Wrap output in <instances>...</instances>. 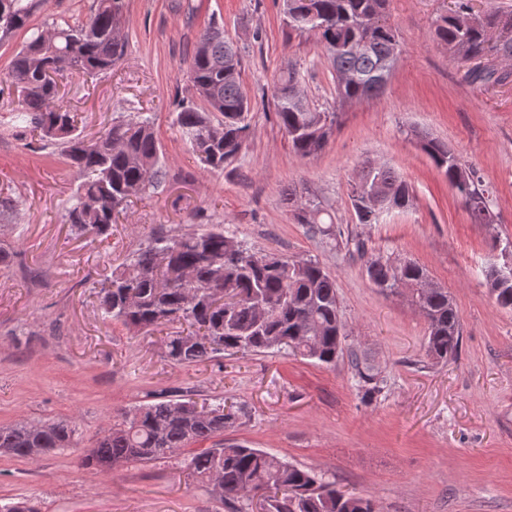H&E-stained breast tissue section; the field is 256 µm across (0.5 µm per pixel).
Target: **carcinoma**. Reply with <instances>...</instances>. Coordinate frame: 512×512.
<instances>
[{
	"label": "carcinoma",
	"instance_id": "obj_1",
	"mask_svg": "<svg viewBox=\"0 0 512 512\" xmlns=\"http://www.w3.org/2000/svg\"><path fill=\"white\" fill-rule=\"evenodd\" d=\"M389 5L390 0H283L288 33L313 36L333 74L347 77L336 81L341 104L377 96L386 84L378 79L382 63L399 52ZM38 6L39 0H0V40L28 28ZM125 12L126 0H93L87 19L77 25L32 29L3 79L21 95L20 108L12 115L16 131L59 146L77 174L78 185L62 221L79 234L109 236L123 208L157 186L163 175L161 146L150 118L120 116L104 133L88 138L79 130L77 114L55 105L56 77L70 70L92 77L105 74L124 59ZM431 33L456 55L473 81L499 80L498 63L512 62V12L491 10L472 17L469 0H456L455 10L436 17ZM361 42L368 49L357 53L354 47ZM241 68V50L224 37V26L212 21L197 37L187 68L189 97L178 104L174 118L181 138L208 171L231 165L250 136L251 102L242 90ZM300 93L299 73L289 68L276 78L271 98L291 150L308 158L324 150L339 113L310 106L300 100ZM417 137L472 220L493 223V199L478 173L462 164L447 143L420 131ZM359 183L385 189L379 208L364 201ZM349 197L356 223L366 226L378 223L385 212L407 210L412 189L392 167L367 161L358 182L350 185ZM290 200L295 220L311 236L331 251L345 249L363 259L373 287L392 293L401 282L411 290V302L427 325V357L440 362L457 353L462 340L459 313L448 289L422 265L370 255L363 240L346 238L334 222L324 221L330 216L325 202H301L294 194ZM484 277L497 304L512 311V281L496 278L491 265ZM101 305L129 329L186 324L187 330L165 341L168 357L179 364L226 351L247 356L284 349L327 368L347 361L364 399L375 400L383 391L384 380L346 346L336 279L327 267L317 259L254 252L226 234L221 224L185 236L163 231L150 236L112 271ZM238 419L239 411L226 409L221 401L143 404L117 413L84 465L110 471L123 463L156 462L224 435ZM75 435L67 419L1 425L0 452L33 459L72 447ZM184 467L192 480L211 486L226 504L264 490L265 512H375L370 500L337 488L325 474L242 443L218 442L193 452Z\"/></svg>",
	"mask_w": 512,
	"mask_h": 512
}]
</instances>
